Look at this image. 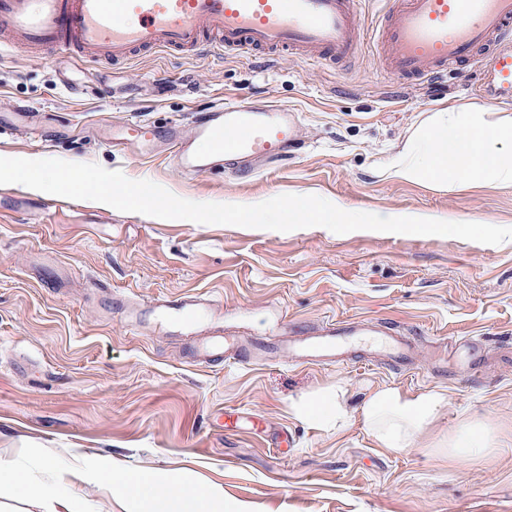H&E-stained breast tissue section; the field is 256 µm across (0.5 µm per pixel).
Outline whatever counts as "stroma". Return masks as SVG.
Instances as JSON below:
<instances>
[{"instance_id": "obj_1", "label": "stroma", "mask_w": 512, "mask_h": 512, "mask_svg": "<svg viewBox=\"0 0 512 512\" xmlns=\"http://www.w3.org/2000/svg\"><path fill=\"white\" fill-rule=\"evenodd\" d=\"M63 65L0 53V113L31 108L54 132L43 148L22 132L0 133V157L95 163L199 202L314 194L371 211L512 225L511 188L442 191L379 174L430 112L494 109L474 96L473 70L413 87L381 75L369 53L343 75L294 56L155 54L110 70V87L80 78L66 88ZM237 96L296 108L304 147L244 178L191 177L168 155L145 159L109 141L114 126L185 124L190 110ZM187 293L222 301L225 327L263 343L282 325L297 333L366 317L416 331L422 353L408 369L365 336L338 367L297 366L270 350L263 365L206 367L193 364L191 339L150 317L129 326L118 302ZM457 336L482 337L489 364L431 374L424 348ZM339 381L355 405L377 385L446 389L436 433L484 415L500 447L451 465L417 449L373 448L356 421L336 436L289 412L292 399ZM47 450L55 463L109 457L127 471L161 469L221 488L247 512H512V241L313 227L246 233L0 185V464Z\"/></svg>"}]
</instances>
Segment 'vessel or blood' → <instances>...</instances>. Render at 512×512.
Segmentation results:
<instances>
[{
	"label": "vessel or blood",
	"instance_id": "b4317fda",
	"mask_svg": "<svg viewBox=\"0 0 512 512\" xmlns=\"http://www.w3.org/2000/svg\"><path fill=\"white\" fill-rule=\"evenodd\" d=\"M383 13L368 25L358 0H0V49H25L98 66L127 64L142 54L194 57L214 52L277 60L297 55L313 65L345 68L373 44L382 66L406 84H424L451 69L477 67L476 93L512 97V0H381ZM205 143L206 151L195 148ZM112 145L143 155L167 149L186 174L223 171L245 177L295 154L301 144L294 109L233 98L193 113L189 125L132 122L112 131ZM212 325L197 337V315ZM131 323L150 316L177 336H196L200 363H255L251 343L224 329V306L199 294L164 296L128 307ZM362 336L380 337L394 362L414 347L377 320L329 319L281 341L300 364L338 365Z\"/></svg>",
	"mask_w": 512,
	"mask_h": 512
}]
</instances>
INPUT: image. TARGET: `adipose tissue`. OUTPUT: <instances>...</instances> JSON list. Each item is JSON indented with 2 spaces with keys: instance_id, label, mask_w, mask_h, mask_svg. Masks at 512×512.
Here are the masks:
<instances>
[{
  "instance_id": "1",
  "label": "adipose tissue",
  "mask_w": 512,
  "mask_h": 512,
  "mask_svg": "<svg viewBox=\"0 0 512 512\" xmlns=\"http://www.w3.org/2000/svg\"><path fill=\"white\" fill-rule=\"evenodd\" d=\"M381 174L444 189L463 180L512 187V114L454 106L432 112L397 145ZM447 404V392L438 387L412 394L384 385L371 390L354 409L347 386L340 383L292 400L289 410L314 428L339 433L360 420L375 447L401 453L431 435ZM499 444L491 420L466 415L448 434L432 437L426 449L458 462L489 456ZM50 471L51 480L44 481L26 477L18 464L0 465V512H85L83 501L71 494L61 467L51 466ZM86 481L118 485L125 498L137 503V512H200L204 505L209 512H246L244 506L226 501L223 492L176 481L162 470L119 473L112 463L102 461Z\"/></svg>"
}]
</instances>
